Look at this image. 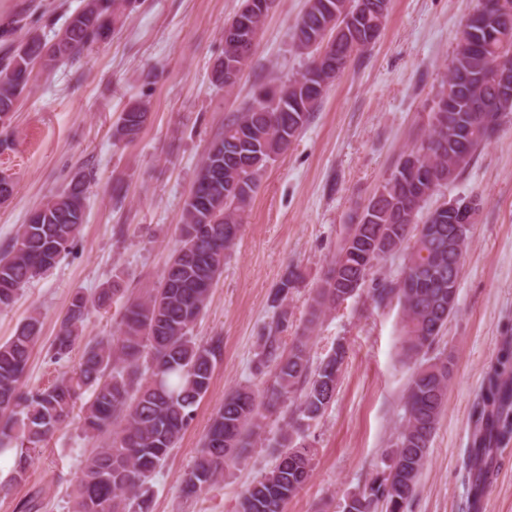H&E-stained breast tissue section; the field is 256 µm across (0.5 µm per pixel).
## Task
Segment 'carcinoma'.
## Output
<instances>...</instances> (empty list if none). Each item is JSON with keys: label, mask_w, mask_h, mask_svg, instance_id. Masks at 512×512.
I'll return each instance as SVG.
<instances>
[{"label": "carcinoma", "mask_w": 512, "mask_h": 512, "mask_svg": "<svg viewBox=\"0 0 512 512\" xmlns=\"http://www.w3.org/2000/svg\"><path fill=\"white\" fill-rule=\"evenodd\" d=\"M492 8L474 27L472 39L457 38L448 74H470L453 103L441 90L434 99L428 134L401 155L395 169L363 207L366 223L353 224L336 260L315 290L309 305V324L353 297L376 262L398 250L417 229L400 280L375 289L378 300L397 298L405 318L402 350L418 359L441 337L457 305L458 284L469 230L454 223L460 197L422 224L417 218L426 198L416 194L404 158L420 155L419 184L440 187L456 180L477 150L496 133L499 120L512 112L487 66L504 59L512 64V0H491ZM135 0H82L52 41L38 35L16 41L17 21L0 23V39L8 43L0 57V128L10 126L19 100L30 91L35 65L51 69L74 60L107 42L117 25L134 9ZM390 0H307L306 10L292 30L295 52L306 60L297 76L259 86L279 90L264 101L250 99L227 118L209 144L198 172L195 190L186 200L177 247L157 288L129 303L109 338L83 341L90 309L107 307L123 293L121 284L105 282L87 296L72 295L50 347L51 359L65 363L76 344L85 342L79 366L45 387L24 383L28 362L41 332L38 314L21 323L0 343V455L15 452L12 480H26L31 452L42 448L65 425L79 400V428L84 435L107 437L106 446L86 458L72 488L71 512H151L152 475L176 447L192 420L194 407L207 394L221 345L197 342L193 334L205 311L213 284L224 272V259L235 245L244 216L268 163L288 152L322 104L307 83L318 70L319 55L334 83L359 55L376 42L384 27ZM242 51L225 57L212 73L215 84L231 89L232 69L243 73L257 41L244 32ZM149 102L138 100L121 113L112 129L118 142L140 133ZM88 176L77 171L66 187L50 196L19 225L7 248L0 252V309L16 301L24 285L50 271L71 252L85 223ZM295 282L288 273L273 302L278 321ZM302 334L288 351L278 337L267 336L262 362L271 366L273 382L262 391L249 386L231 390L214 412L202 448L183 479V492L196 495L224 477L228 467L260 436L264 412L284 404L302 384L294 414L299 421L321 417L334 399L346 349L339 344L310 371ZM453 361L449 356L419 363L405 397L404 424L397 436L394 459L364 489L347 498L342 512H408L430 443L447 404ZM474 426L466 449L467 501L475 510L493 476L498 446L512 437V346H504L486 372ZM273 467L243 492L239 512H283L289 499L305 485L312 470V453L304 444H291L282 435ZM41 491L20 501L18 512H40Z\"/></svg>", "instance_id": "obj_1"}]
</instances>
